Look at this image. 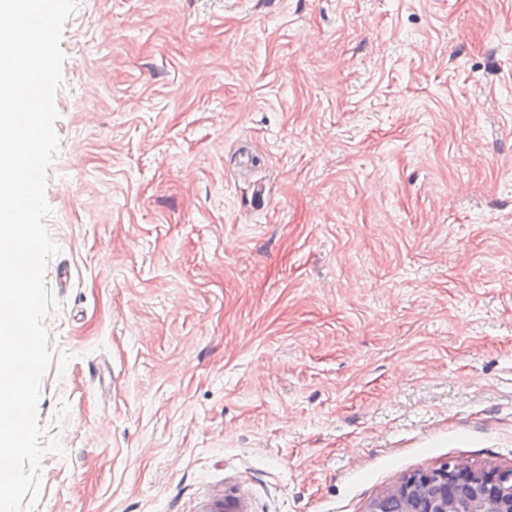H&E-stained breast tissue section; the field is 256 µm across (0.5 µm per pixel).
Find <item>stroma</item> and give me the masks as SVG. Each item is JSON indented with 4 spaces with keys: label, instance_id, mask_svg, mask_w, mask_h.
Returning <instances> with one entry per match:
<instances>
[{
    "label": "stroma",
    "instance_id": "1",
    "mask_svg": "<svg viewBox=\"0 0 512 512\" xmlns=\"http://www.w3.org/2000/svg\"><path fill=\"white\" fill-rule=\"evenodd\" d=\"M32 512H364L512 468V0H78Z\"/></svg>",
    "mask_w": 512,
    "mask_h": 512
}]
</instances>
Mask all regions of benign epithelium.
Wrapping results in <instances>:
<instances>
[{
    "label": "benign epithelium",
    "mask_w": 512,
    "mask_h": 512,
    "mask_svg": "<svg viewBox=\"0 0 512 512\" xmlns=\"http://www.w3.org/2000/svg\"><path fill=\"white\" fill-rule=\"evenodd\" d=\"M364 512H512V468L476 469L456 461L418 469Z\"/></svg>",
    "instance_id": "1"
}]
</instances>
